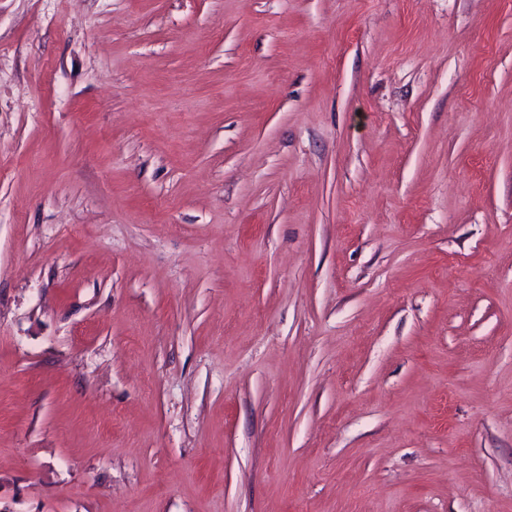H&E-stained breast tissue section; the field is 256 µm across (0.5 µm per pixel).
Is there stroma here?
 Listing matches in <instances>:
<instances>
[{"mask_svg": "<svg viewBox=\"0 0 512 512\" xmlns=\"http://www.w3.org/2000/svg\"><path fill=\"white\" fill-rule=\"evenodd\" d=\"M0 512H512V0H0Z\"/></svg>", "mask_w": 512, "mask_h": 512, "instance_id": "obj_1", "label": "stroma"}]
</instances>
